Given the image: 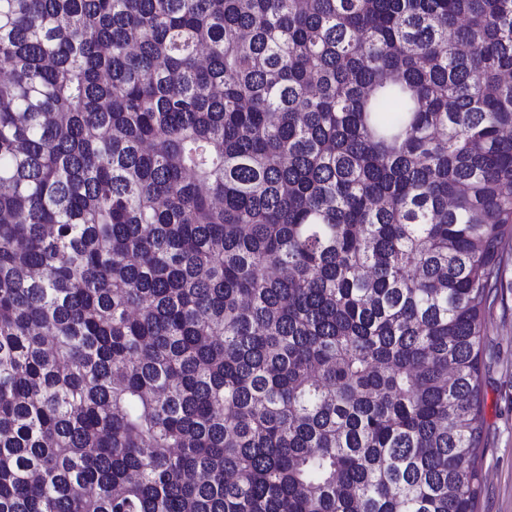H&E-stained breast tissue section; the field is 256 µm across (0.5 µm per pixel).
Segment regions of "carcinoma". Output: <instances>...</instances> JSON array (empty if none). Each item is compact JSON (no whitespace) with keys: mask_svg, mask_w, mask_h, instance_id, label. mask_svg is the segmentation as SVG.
<instances>
[{"mask_svg":"<svg viewBox=\"0 0 512 512\" xmlns=\"http://www.w3.org/2000/svg\"><path fill=\"white\" fill-rule=\"evenodd\" d=\"M512 0H0V512H474Z\"/></svg>","mask_w":512,"mask_h":512,"instance_id":"obj_1","label":"carcinoma"}]
</instances>
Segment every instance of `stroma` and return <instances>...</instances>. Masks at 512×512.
I'll list each match as a JSON object with an SVG mask.
<instances>
[{
	"instance_id": "obj_1",
	"label": "stroma",
	"mask_w": 512,
	"mask_h": 512,
	"mask_svg": "<svg viewBox=\"0 0 512 512\" xmlns=\"http://www.w3.org/2000/svg\"><path fill=\"white\" fill-rule=\"evenodd\" d=\"M486 326L484 448L475 512H512V253L505 256L503 286L487 307Z\"/></svg>"
}]
</instances>
